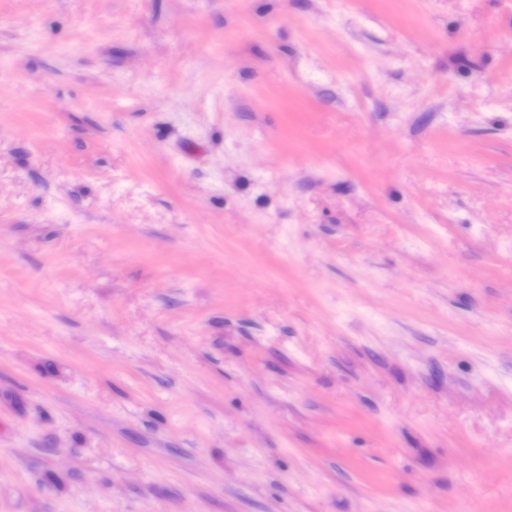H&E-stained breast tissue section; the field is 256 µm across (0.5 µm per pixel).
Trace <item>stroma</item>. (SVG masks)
Wrapping results in <instances>:
<instances>
[{"mask_svg": "<svg viewBox=\"0 0 512 512\" xmlns=\"http://www.w3.org/2000/svg\"><path fill=\"white\" fill-rule=\"evenodd\" d=\"M0 512H512V0H0Z\"/></svg>", "mask_w": 512, "mask_h": 512, "instance_id": "stroma-1", "label": "stroma"}]
</instances>
